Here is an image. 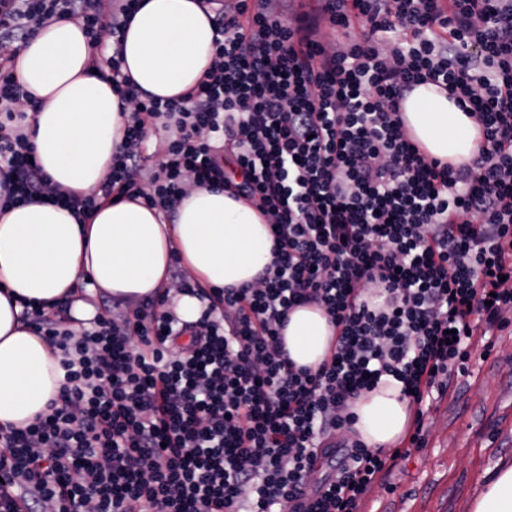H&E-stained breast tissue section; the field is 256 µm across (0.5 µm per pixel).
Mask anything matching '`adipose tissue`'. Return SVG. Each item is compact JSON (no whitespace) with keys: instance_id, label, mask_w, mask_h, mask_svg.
<instances>
[{"instance_id":"1","label":"adipose tissue","mask_w":512,"mask_h":512,"mask_svg":"<svg viewBox=\"0 0 512 512\" xmlns=\"http://www.w3.org/2000/svg\"><path fill=\"white\" fill-rule=\"evenodd\" d=\"M201 0H140L121 42L122 71L143 92L169 99L196 86L212 68L215 26ZM92 45L81 26L62 19L44 27L13 66L36 97L27 134L53 185L74 195L96 190L123 143L120 96L91 69ZM413 141L457 166L477 155L482 131L447 91L416 86L402 103ZM268 219L226 189L188 186L174 223L139 202L98 206L87 218L34 201L0 214V426L23 427L46 414L60 389V351L23 322L24 301H70L72 328L96 317L84 294L105 292L135 303L170 282L173 263L215 288L251 285L272 259ZM296 366L316 369L336 337L325 312L293 309L281 331ZM354 427L369 445L387 448L405 435L409 403L392 377L353 405ZM470 512H512V461L473 499Z\"/></svg>"}]
</instances>
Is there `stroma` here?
Instances as JSON below:
<instances>
[{"instance_id": "35a3bbf8", "label": "stroma", "mask_w": 512, "mask_h": 512, "mask_svg": "<svg viewBox=\"0 0 512 512\" xmlns=\"http://www.w3.org/2000/svg\"><path fill=\"white\" fill-rule=\"evenodd\" d=\"M468 368L424 405L422 448L398 461L360 512H469L499 460L512 459V325L475 337Z\"/></svg>"}]
</instances>
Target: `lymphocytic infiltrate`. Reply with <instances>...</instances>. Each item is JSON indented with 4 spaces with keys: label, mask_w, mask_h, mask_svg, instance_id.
Wrapping results in <instances>:
<instances>
[{
    "label": "lymphocytic infiltrate",
    "mask_w": 512,
    "mask_h": 512,
    "mask_svg": "<svg viewBox=\"0 0 512 512\" xmlns=\"http://www.w3.org/2000/svg\"><path fill=\"white\" fill-rule=\"evenodd\" d=\"M212 69L177 100L128 86L123 144L99 189L51 186L25 129L35 101L12 61L41 27L121 43L138 0H0V209L39 199L75 214L142 200L174 221L187 185L230 183L267 216L271 262L245 288L179 279L167 295L60 327L26 304L61 352L47 414L0 427V512H358L424 443L421 406L468 371L475 333L512 313V0H319L289 20L267 0H207ZM361 34L328 51L323 25ZM446 90L480 126L471 163L425 155L400 112L417 85ZM167 134L148 163L152 124ZM314 304L336 331L311 370L283 348L289 312ZM455 331L448 341L447 331ZM389 376L416 405L404 447L356 439L350 408ZM168 295L179 319L194 322L200 317L203 302L197 296L175 290H171Z\"/></svg>",
    "instance_id": "1"
}]
</instances>
